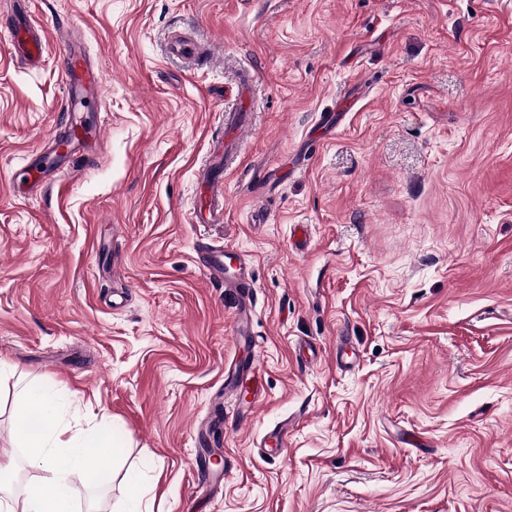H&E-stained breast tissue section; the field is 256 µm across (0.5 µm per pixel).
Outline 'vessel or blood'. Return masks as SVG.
Segmentation results:
<instances>
[{"label":"vessel or blood","instance_id":"b4317fda","mask_svg":"<svg viewBox=\"0 0 512 512\" xmlns=\"http://www.w3.org/2000/svg\"><path fill=\"white\" fill-rule=\"evenodd\" d=\"M31 15L13 14L11 45L33 62L40 61L45 52L42 39L33 33ZM83 36L74 27L66 28L61 41L66 48L63 63V84L67 95V110L71 123L65 136L49 140L37 156L24 159L20 172L31 182L42 181L48 167L65 169L76 158L87 153L102 136L101 130H88L82 114L100 96L103 74L82 51ZM201 187V200L195 203L190 216L194 224H220L224 221V181L207 167L197 175ZM199 260L205 277L224 287L234 289L237 312L232 325L236 339L250 336L252 330L253 299L256 291L250 273V262L235 246L202 244L198 247Z\"/></svg>","mask_w":512,"mask_h":512}]
</instances>
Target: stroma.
<instances>
[{
    "instance_id": "obj_1",
    "label": "stroma",
    "mask_w": 512,
    "mask_h": 512,
    "mask_svg": "<svg viewBox=\"0 0 512 512\" xmlns=\"http://www.w3.org/2000/svg\"><path fill=\"white\" fill-rule=\"evenodd\" d=\"M10 2L0 445L36 385L63 424L111 434L149 512H512V0H29L36 68L8 49ZM68 25L104 75L84 115L102 145L33 188L12 172L66 126ZM175 32L214 64L172 55ZM245 71L224 221L189 223ZM200 242L250 260L248 344ZM239 361L246 423L222 396ZM284 421L287 448H264ZM72 498L126 506L108 477Z\"/></svg>"
}]
</instances>
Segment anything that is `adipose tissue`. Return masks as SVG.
<instances>
[{
    "instance_id": "adipose-tissue-1",
    "label": "adipose tissue",
    "mask_w": 512,
    "mask_h": 512,
    "mask_svg": "<svg viewBox=\"0 0 512 512\" xmlns=\"http://www.w3.org/2000/svg\"><path fill=\"white\" fill-rule=\"evenodd\" d=\"M12 439L39 459L45 476L27 487L21 503L0 499V512H73L72 482L97 485L108 467V437L92 438L61 425L54 399L40 387L25 390L13 416Z\"/></svg>"
}]
</instances>
